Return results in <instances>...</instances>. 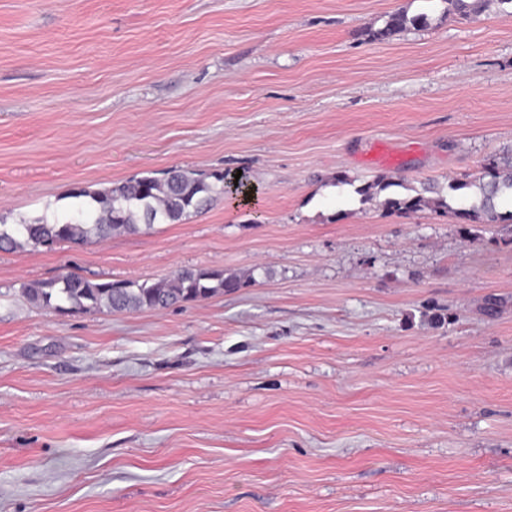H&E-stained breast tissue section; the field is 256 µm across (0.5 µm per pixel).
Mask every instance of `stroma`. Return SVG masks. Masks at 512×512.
<instances>
[{"label":"stroma","instance_id":"stroma-1","mask_svg":"<svg viewBox=\"0 0 512 512\" xmlns=\"http://www.w3.org/2000/svg\"><path fill=\"white\" fill-rule=\"evenodd\" d=\"M427 22L388 39L389 14ZM512 145V11L446 0H0V222L242 171L148 233L0 250V512H512V223L386 196ZM254 271L164 310L24 285Z\"/></svg>","mask_w":512,"mask_h":512}]
</instances>
